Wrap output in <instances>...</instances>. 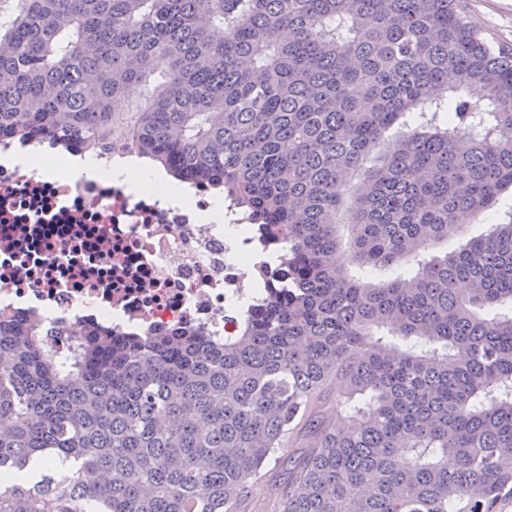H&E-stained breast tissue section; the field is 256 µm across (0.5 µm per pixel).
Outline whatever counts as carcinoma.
Here are the masks:
<instances>
[{
	"instance_id": "carcinoma-1",
	"label": "carcinoma",
	"mask_w": 512,
	"mask_h": 512,
	"mask_svg": "<svg viewBox=\"0 0 512 512\" xmlns=\"http://www.w3.org/2000/svg\"><path fill=\"white\" fill-rule=\"evenodd\" d=\"M6 135L224 185L293 283L220 344L0 314V512H239L301 435L275 512L512 497V210L429 256L512 189V52L463 0H0Z\"/></svg>"
}]
</instances>
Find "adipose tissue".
I'll return each mask as SVG.
<instances>
[{
  "label": "adipose tissue",
  "mask_w": 512,
  "mask_h": 512,
  "mask_svg": "<svg viewBox=\"0 0 512 512\" xmlns=\"http://www.w3.org/2000/svg\"><path fill=\"white\" fill-rule=\"evenodd\" d=\"M67 176L71 179L84 178L98 182L106 180L126 186L133 193L160 183L165 185L171 201L177 205L185 203L191 196L186 185L171 179L164 171L128 158L106 164L92 154L78 155L69 159Z\"/></svg>",
  "instance_id": "adipose-tissue-1"
}]
</instances>
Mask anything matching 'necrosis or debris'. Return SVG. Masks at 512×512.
Listing matches in <instances>:
<instances>
[{
    "instance_id": "1",
    "label": "necrosis or debris",
    "mask_w": 512,
    "mask_h": 512,
    "mask_svg": "<svg viewBox=\"0 0 512 512\" xmlns=\"http://www.w3.org/2000/svg\"><path fill=\"white\" fill-rule=\"evenodd\" d=\"M78 144L57 145L49 176L0 165V309L55 315L45 334L67 346L68 330L108 324L140 336L193 327L223 338L237 329V303L284 270L266 262L283 244L264 240L246 215L224 205L206 224L207 188L194 209L172 206L163 186L140 194L96 181H63Z\"/></svg>"
}]
</instances>
